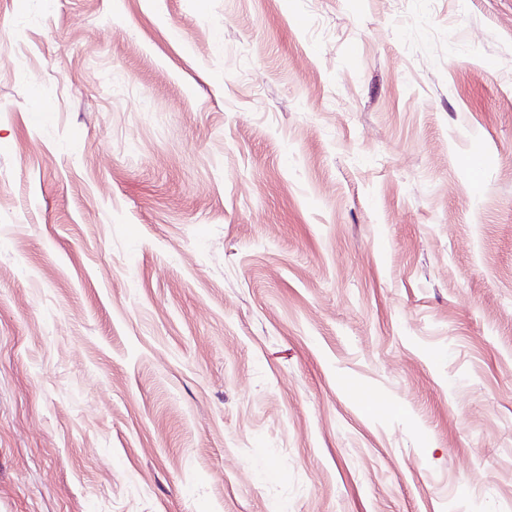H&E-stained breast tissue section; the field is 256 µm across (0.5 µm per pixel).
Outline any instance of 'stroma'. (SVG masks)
<instances>
[{
  "mask_svg": "<svg viewBox=\"0 0 512 512\" xmlns=\"http://www.w3.org/2000/svg\"><path fill=\"white\" fill-rule=\"evenodd\" d=\"M0 512H512V0H0Z\"/></svg>",
  "mask_w": 512,
  "mask_h": 512,
  "instance_id": "1",
  "label": "stroma"
}]
</instances>
